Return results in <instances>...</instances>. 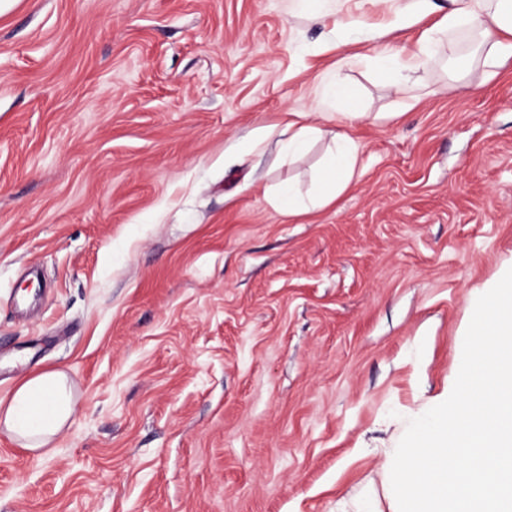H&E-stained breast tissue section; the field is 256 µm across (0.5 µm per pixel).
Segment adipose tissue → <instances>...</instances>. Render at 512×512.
Returning a JSON list of instances; mask_svg holds the SVG:
<instances>
[{
	"label": "adipose tissue",
	"instance_id": "adipose-tissue-1",
	"mask_svg": "<svg viewBox=\"0 0 512 512\" xmlns=\"http://www.w3.org/2000/svg\"><path fill=\"white\" fill-rule=\"evenodd\" d=\"M468 25L480 29L485 63L500 67L512 58V0H450L448 11L426 28L415 46L384 44L377 52L381 68L394 75L396 89H404L412 72L444 51H452L447 36ZM343 106L341 131L331 137L332 149L315 196L302 202L294 185H281L276 194L280 208L303 217L331 204L353 178L359 146L348 125L367 119L354 90L343 81L324 84L318 107L330 102ZM76 411V398L68 376L60 370H43L22 376L9 397L0 398V428L22 448L33 452L52 445Z\"/></svg>",
	"mask_w": 512,
	"mask_h": 512
}]
</instances>
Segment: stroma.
I'll list each match as a JSON object with an SVG mask.
<instances>
[{"label":"stroma","instance_id":"obj_1","mask_svg":"<svg viewBox=\"0 0 512 512\" xmlns=\"http://www.w3.org/2000/svg\"><path fill=\"white\" fill-rule=\"evenodd\" d=\"M403 3L329 0L365 21L340 48L294 0H0V397L35 367L78 396L45 453L0 433V512H391L512 268V59L396 92L369 24ZM336 78L356 174L295 218L330 140L280 127L335 129ZM331 100L343 104L342 112H336V115H339L338 121L341 127L352 126L354 123L361 122L368 118L369 112L364 111L361 100L357 94L348 84L341 80L336 79L335 82L323 85L315 108L318 112L313 113H322L319 111L330 103ZM297 126L293 134L284 143V151L290 157H296L303 153L307 144L323 136L324 131L314 124H299L297 121L288 122V129Z\"/></svg>","mask_w":512,"mask_h":512}]
</instances>
